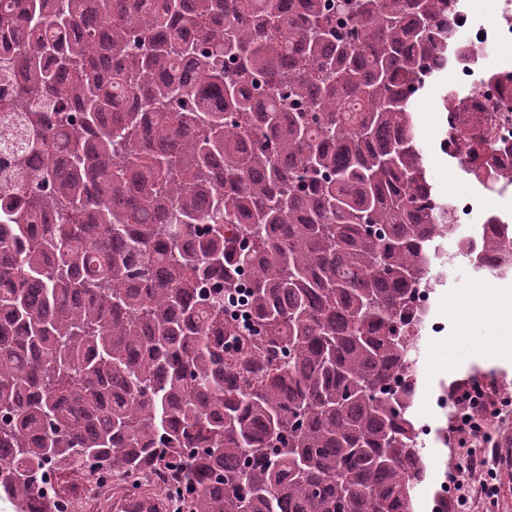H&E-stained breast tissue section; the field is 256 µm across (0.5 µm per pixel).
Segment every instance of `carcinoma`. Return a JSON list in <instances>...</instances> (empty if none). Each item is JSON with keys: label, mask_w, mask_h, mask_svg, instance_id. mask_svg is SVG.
<instances>
[{"label": "carcinoma", "mask_w": 512, "mask_h": 512, "mask_svg": "<svg viewBox=\"0 0 512 512\" xmlns=\"http://www.w3.org/2000/svg\"><path fill=\"white\" fill-rule=\"evenodd\" d=\"M445 0H0V493L179 475L188 512H415L408 293L446 242L415 84ZM27 27L16 29L18 14ZM459 135L454 159L483 145ZM512 185L490 162L483 188ZM217 277V284L208 282ZM244 342L235 354L224 337ZM53 487L62 496L82 498V492L88 486H94L88 482L81 472H57L52 478ZM95 487V486H94Z\"/></svg>", "instance_id": "carcinoma-1"}]
</instances>
